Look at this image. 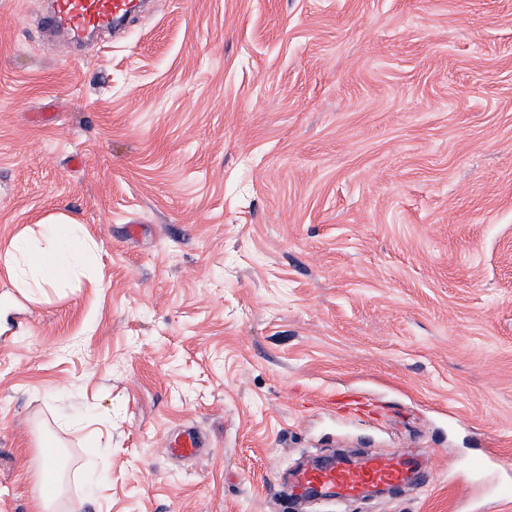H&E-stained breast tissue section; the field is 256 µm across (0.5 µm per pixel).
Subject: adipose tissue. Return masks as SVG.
<instances>
[{"label": "adipose tissue", "mask_w": 512, "mask_h": 512, "mask_svg": "<svg viewBox=\"0 0 512 512\" xmlns=\"http://www.w3.org/2000/svg\"><path fill=\"white\" fill-rule=\"evenodd\" d=\"M94 247L83 225L65 217L45 225L43 245L33 247L24 240H13L0 271L31 288L51 286L67 280L75 264Z\"/></svg>", "instance_id": "adipose-tissue-1"}]
</instances>
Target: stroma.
Masks as SVG:
<instances>
[{
    "instance_id": "35a3bbf8",
    "label": "stroma",
    "mask_w": 512,
    "mask_h": 512,
    "mask_svg": "<svg viewBox=\"0 0 512 512\" xmlns=\"http://www.w3.org/2000/svg\"><path fill=\"white\" fill-rule=\"evenodd\" d=\"M45 6L0 0V252L98 248L0 276V512L48 445L58 512H280L339 451L425 466L342 512L512 485V0H156L83 47ZM94 247L83 224L63 217L44 224L42 246L32 247L24 240H13L5 251L0 272L2 270L12 281L22 280L29 288L52 286L67 280L74 265ZM199 448H205L201 444L198 433L192 428L182 430L174 439L172 452L184 458H189L198 453Z\"/></svg>"
}]
</instances>
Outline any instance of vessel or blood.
<instances>
[{"label": "vessel or blood", "mask_w": 512, "mask_h": 512, "mask_svg": "<svg viewBox=\"0 0 512 512\" xmlns=\"http://www.w3.org/2000/svg\"><path fill=\"white\" fill-rule=\"evenodd\" d=\"M141 0H52L44 22L51 28H62L73 38L104 28L118 27L133 16ZM201 439L193 429H185L174 439L176 455L189 458L197 454ZM417 476L415 464L399 455H372L351 467H312L296 472L294 494L305 488L320 489L322 498L351 501L365 498L368 488L387 484L394 487L411 482Z\"/></svg>", "instance_id": "1"}]
</instances>
